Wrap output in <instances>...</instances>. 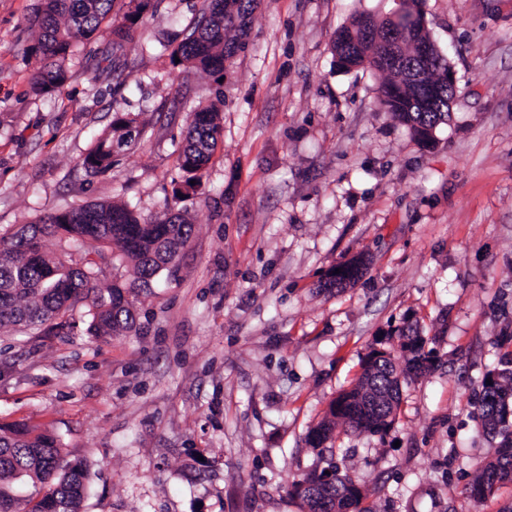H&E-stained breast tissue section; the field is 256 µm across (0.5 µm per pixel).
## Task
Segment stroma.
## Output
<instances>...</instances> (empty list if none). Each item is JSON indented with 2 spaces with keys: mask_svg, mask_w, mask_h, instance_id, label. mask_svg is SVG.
I'll return each instance as SVG.
<instances>
[{
  "mask_svg": "<svg viewBox=\"0 0 512 512\" xmlns=\"http://www.w3.org/2000/svg\"><path fill=\"white\" fill-rule=\"evenodd\" d=\"M38 0H0V235L103 201L140 220L166 200L193 236L134 303L137 330L98 338L76 310L51 336L0 331V425L55 434L88 466L85 512H298L308 429L391 327L418 324L437 368L403 389L384 436L334 446L371 512H512L477 502L499 440L471 415L512 335V0H419L456 74L432 146L379 105L380 73L338 66L336 32L394 0H260L223 80L173 65L205 0H159L120 52L73 39L60 91L31 88ZM223 93V136L174 198L191 108ZM144 132L110 171L83 158L115 114ZM369 264L347 288L330 270Z\"/></svg>",
  "mask_w": 512,
  "mask_h": 512,
  "instance_id": "obj_1",
  "label": "stroma"
}]
</instances>
